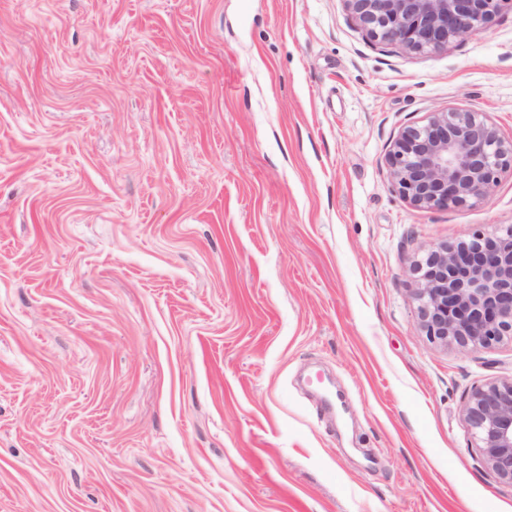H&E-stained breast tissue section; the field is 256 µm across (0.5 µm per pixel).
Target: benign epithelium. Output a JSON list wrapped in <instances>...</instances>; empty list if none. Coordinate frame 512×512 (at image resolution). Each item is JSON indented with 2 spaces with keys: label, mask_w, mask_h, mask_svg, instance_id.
<instances>
[{
  "label": "benign epithelium",
  "mask_w": 512,
  "mask_h": 512,
  "mask_svg": "<svg viewBox=\"0 0 512 512\" xmlns=\"http://www.w3.org/2000/svg\"><path fill=\"white\" fill-rule=\"evenodd\" d=\"M359 29L378 44L413 53L442 51L486 28L512 0H344ZM389 181L418 209L470 207L512 170V139L480 112H433L404 127L386 155ZM420 325L448 347L492 350L512 340V226L430 250L416 265ZM464 420L486 467L512 485V380L472 389Z\"/></svg>",
  "instance_id": "obj_1"
}]
</instances>
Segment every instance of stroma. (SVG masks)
<instances>
[{"instance_id":"35a3bbf8","label":"stroma","mask_w":512,"mask_h":512,"mask_svg":"<svg viewBox=\"0 0 512 512\" xmlns=\"http://www.w3.org/2000/svg\"><path fill=\"white\" fill-rule=\"evenodd\" d=\"M449 108L512 139V10L443 51L343 0H0V512H512L463 418L512 342L419 323L512 226L389 182Z\"/></svg>"}]
</instances>
